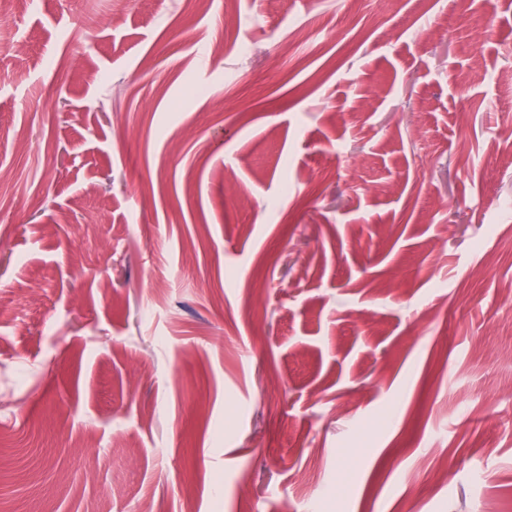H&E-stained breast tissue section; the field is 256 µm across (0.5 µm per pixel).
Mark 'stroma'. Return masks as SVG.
Instances as JSON below:
<instances>
[{
  "label": "stroma",
  "mask_w": 512,
  "mask_h": 512,
  "mask_svg": "<svg viewBox=\"0 0 512 512\" xmlns=\"http://www.w3.org/2000/svg\"><path fill=\"white\" fill-rule=\"evenodd\" d=\"M485 11L0 20V512H512V0Z\"/></svg>",
  "instance_id": "obj_1"
}]
</instances>
